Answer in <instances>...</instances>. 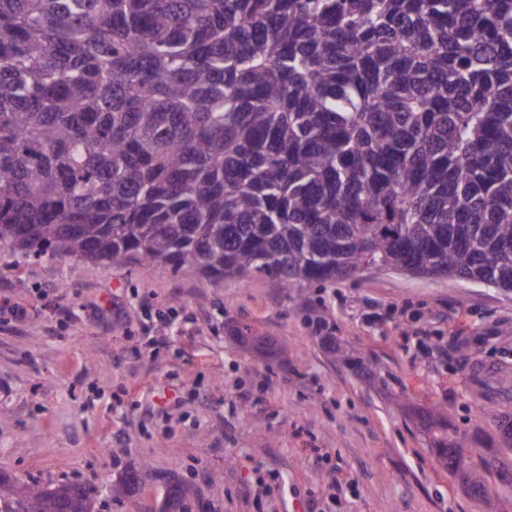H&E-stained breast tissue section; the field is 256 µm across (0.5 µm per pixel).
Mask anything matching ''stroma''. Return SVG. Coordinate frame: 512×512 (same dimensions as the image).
<instances>
[{"instance_id":"35a3bbf8","label":"stroma","mask_w":512,"mask_h":512,"mask_svg":"<svg viewBox=\"0 0 512 512\" xmlns=\"http://www.w3.org/2000/svg\"><path fill=\"white\" fill-rule=\"evenodd\" d=\"M57 259L0 276V471L194 477L202 512H482L434 434L506 441L473 369L512 368V292L372 268L310 287ZM465 344L461 361L457 344Z\"/></svg>"}]
</instances>
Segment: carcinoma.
<instances>
[{
  "mask_svg": "<svg viewBox=\"0 0 512 512\" xmlns=\"http://www.w3.org/2000/svg\"><path fill=\"white\" fill-rule=\"evenodd\" d=\"M0 244L302 290L375 266L512 291V0H0ZM503 390L512 375L481 371ZM498 464L439 462L498 512ZM157 475L112 482L122 503ZM197 483H165L190 512ZM0 512H100L0 473Z\"/></svg>",
  "mask_w": 512,
  "mask_h": 512,
  "instance_id": "obj_1",
  "label": "carcinoma"
}]
</instances>
